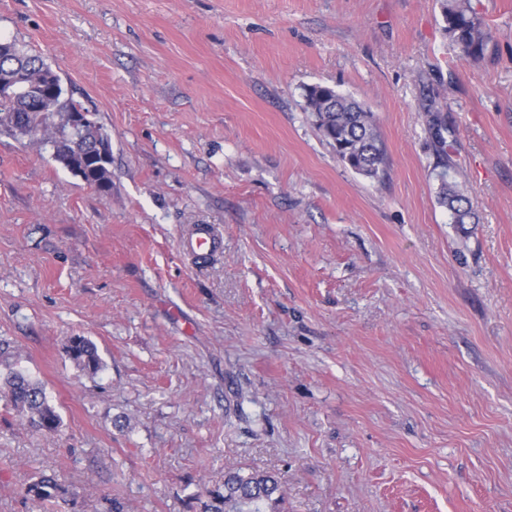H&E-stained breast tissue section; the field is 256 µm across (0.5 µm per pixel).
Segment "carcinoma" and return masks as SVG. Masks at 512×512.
<instances>
[{
  "label": "carcinoma",
  "instance_id": "obj_1",
  "mask_svg": "<svg viewBox=\"0 0 512 512\" xmlns=\"http://www.w3.org/2000/svg\"><path fill=\"white\" fill-rule=\"evenodd\" d=\"M443 30L448 39L469 58L484 55L491 33L472 0H442ZM18 68L20 78L13 97L0 99V134L14 138L27 136L43 145L51 146L54 161L71 171L81 166L83 156L92 150L96 141L108 137L99 124H94L80 141L58 135L55 118L83 112L85 108L68 96L50 100L45 110H31L26 89L47 83L53 71L41 55L24 49L14 39L0 38V72ZM306 110L315 118L324 139L336 151L339 159L353 170L374 180L385 173L386 147L379 134L375 113L354 98L338 93L330 86L313 85L306 90ZM438 200L449 212L452 223L459 229L478 222L470 198L460 183L443 169ZM67 353L75 364L89 373L100 368V357L95 344L84 336L69 340ZM5 385L11 405L27 416L29 423L46 433L58 429L59 417L49 404L42 385L11 370ZM282 477L274 472L253 471L247 475L230 469L224 474V490L212 493L206 512H270L282 499ZM57 484L42 477L26 489V494L37 500L52 497Z\"/></svg>",
  "mask_w": 512,
  "mask_h": 512
}]
</instances>
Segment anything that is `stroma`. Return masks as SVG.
<instances>
[{
    "label": "stroma",
    "mask_w": 512,
    "mask_h": 512,
    "mask_svg": "<svg viewBox=\"0 0 512 512\" xmlns=\"http://www.w3.org/2000/svg\"><path fill=\"white\" fill-rule=\"evenodd\" d=\"M473 3L478 59L440 0H0L112 139L102 192L0 136V375L60 418L0 398V512H205L230 466L282 473L279 512H512V0ZM316 84L375 113L382 180L322 138ZM200 224L208 259L179 248ZM43 476L61 497L25 496ZM443 30L448 39L469 58L484 55L491 33L472 0H442ZM448 164L439 172L440 180L438 200L440 205L445 207L460 230H464L465 224H476L477 214L473 208L470 198L460 188V183L448 172ZM67 353L75 364L89 373H96L100 368V357L95 344L85 336H72L67 346ZM5 385L9 402L33 427L49 434L58 429L59 417L42 385L14 370L7 373Z\"/></svg>",
    "instance_id": "35a3bbf8"
}]
</instances>
